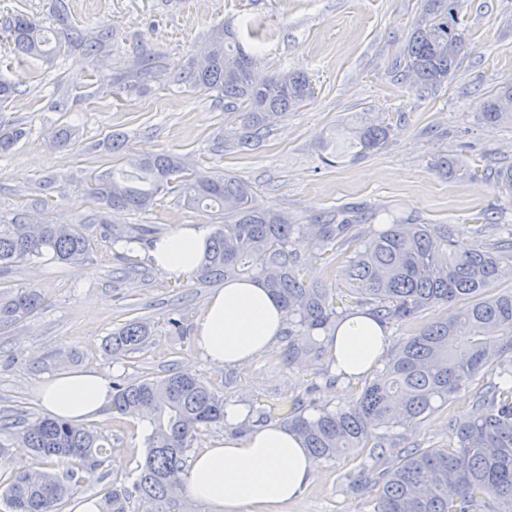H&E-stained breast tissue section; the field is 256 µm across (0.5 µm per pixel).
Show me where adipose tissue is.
Returning a JSON list of instances; mask_svg holds the SVG:
<instances>
[{
  "instance_id": "adipose-tissue-1",
  "label": "adipose tissue",
  "mask_w": 512,
  "mask_h": 512,
  "mask_svg": "<svg viewBox=\"0 0 512 512\" xmlns=\"http://www.w3.org/2000/svg\"><path fill=\"white\" fill-rule=\"evenodd\" d=\"M207 246L204 226L188 224L157 240L150 257L156 268L181 278L199 269ZM286 321L281 303L259 282L234 280L209 298L195 341L210 366L223 369L265 353ZM386 344L384 325L367 313L355 312L329 337L328 351L337 374L355 379L374 368ZM42 397L50 416L78 423L111 403L112 388L100 373L61 370L45 383ZM316 464L295 431L275 424L245 438H224L196 456L187 490L222 512H273L312 482Z\"/></svg>"
}]
</instances>
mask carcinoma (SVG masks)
<instances>
[{"mask_svg":"<svg viewBox=\"0 0 512 512\" xmlns=\"http://www.w3.org/2000/svg\"><path fill=\"white\" fill-rule=\"evenodd\" d=\"M461 0H421L399 64L409 85L422 91L448 83L465 54L467 38ZM58 29L17 15L0 33L22 57L54 52L52 39L63 36L70 50L94 58L111 47L107 28L86 31L69 25L64 11ZM156 70L155 57L142 50L135 77ZM194 92L224 96V148L245 151L257 145L272 124L310 101L315 94L305 72L266 73L253 54L219 25L181 77ZM482 120L512 122V83L502 85L480 105ZM390 128L368 110L359 117L354 146L362 154L377 151ZM132 171L119 176L102 172L89 194L107 209L142 211L157 197L178 190L190 209L216 208L224 223L215 225L209 249L193 278L200 284L250 278L266 288L288 314V363L319 354L316 334L327 332L339 312L336 295L304 280V268L293 244L304 234L323 252L343 251L339 277L350 301L369 307L380 323L408 325L411 333L365 384L359 402L349 409H321L306 417L294 411L288 423L314 455L332 459L350 448L372 446L390 453L383 430L417 425L479 373L505 382L490 383L478 393L471 413L458 424L455 449L414 448L397 452L393 464L374 481V512H512V289H498L500 264L512 259V226L500 227L496 246L486 248L446 224H413L395 220L366 237L348 211L338 221L293 224L285 214L269 213L253 203L243 180L211 171H189L184 158L162 152L131 160ZM498 191L512 197V164L496 172ZM103 239L120 246L115 256L133 270L132 243L147 241L146 224L111 225L103 218ZM94 240L84 224H46L26 214L0 224V274L23 261L49 255L78 265L93 252ZM34 288L0 291V327L34 313L43 303ZM447 313L423 320L425 311ZM153 335L151 325L132 319L112 331L104 350L124 355L140 349ZM112 411L126 417L151 415L146 454L132 487L113 486L101 512H128L132 497L150 505L148 512H175V490L183 486L186 448L199 431L224 422V399L189 369L162 378L112 383ZM15 428L23 447L43 460L69 463L64 477L40 467L0 482V496L12 512H61L73 488L112 464V446L97 430L63 419L39 416L0 430Z\"/></svg>","mask_w":512,"mask_h":512,"instance_id":"1","label":"carcinoma"}]
</instances>
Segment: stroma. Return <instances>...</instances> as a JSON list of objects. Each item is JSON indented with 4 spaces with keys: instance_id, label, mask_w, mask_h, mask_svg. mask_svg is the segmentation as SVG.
I'll return each mask as SVG.
<instances>
[{
    "instance_id": "35a3bbf8",
    "label": "stroma",
    "mask_w": 512,
    "mask_h": 512,
    "mask_svg": "<svg viewBox=\"0 0 512 512\" xmlns=\"http://www.w3.org/2000/svg\"><path fill=\"white\" fill-rule=\"evenodd\" d=\"M72 25L112 31L108 55L89 62L74 52L53 61L17 58L0 38V76L18 84L0 105V131L24 128L25 137L0 156V224L27 210L51 224L91 222L100 210L87 193L91 178L127 167L130 159L171 151L191 168L223 171L248 182L256 205L285 212L296 224H314L352 207L361 232L385 228L387 217L464 230L482 224L489 245L494 227L512 225V199L499 195L486 167L512 161V125L484 123L480 101L512 83V0H462L467 34L464 58L447 86L427 93L410 89L395 62L420 12V0H66ZM227 24L245 49L269 72L301 70L315 97L273 124L257 148L224 154V99L194 92L180 81L190 60L215 25ZM151 50L159 68L148 82H124L141 49ZM378 112L390 126L377 152L359 155L351 124L357 113ZM72 132L58 148L55 133ZM123 133L127 146L112 151L107 138ZM453 157L470 169L454 177L441 168ZM117 224H149L157 235L186 224L223 223L215 209L184 208L178 193L166 194L146 212H115ZM142 275L124 277L111 248L97 240L90 258L65 265L45 258L19 262L0 277V291L34 288L44 297L33 314L0 328V420L44 414L40 389L59 369L96 370L127 382L190 369L225 403L243 408L277 400H299L302 414L348 408L364 380L337 375L327 353L299 365L287 360L280 338L251 362L213 369L192 334L211 286L156 269L147 248L133 252ZM180 311L189 332L169 333L166 320ZM141 318L151 323L149 342L124 356L104 354L113 329ZM478 374L421 424L391 432L396 448L451 449L454 422L472 410L475 394L491 382ZM112 445L113 466L73 491L74 497H103L114 485L132 484L148 431L142 420L112 412L89 419ZM357 448L319 459L315 479L276 512H374L378 490L369 479L384 461Z\"/></svg>"
}]
</instances>
